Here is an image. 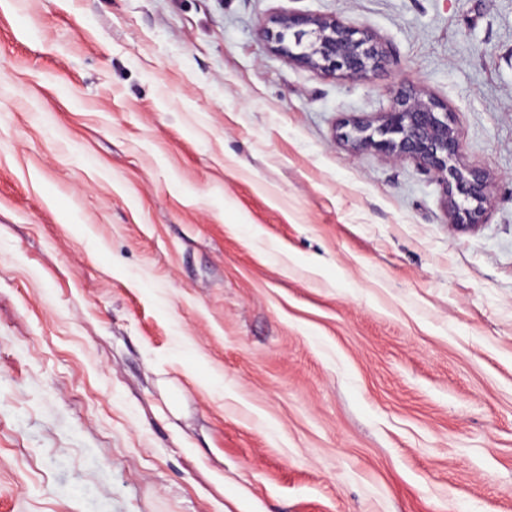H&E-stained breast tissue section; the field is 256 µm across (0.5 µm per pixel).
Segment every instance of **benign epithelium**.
I'll list each match as a JSON object with an SVG mask.
<instances>
[{
    "label": "benign epithelium",
    "instance_id": "benign-epithelium-1",
    "mask_svg": "<svg viewBox=\"0 0 512 512\" xmlns=\"http://www.w3.org/2000/svg\"><path fill=\"white\" fill-rule=\"evenodd\" d=\"M262 29L275 51L310 68L348 78H366L384 68L387 51L371 32L334 15L290 13ZM377 128L351 123L343 138L356 149L374 147L396 159H412L443 185L452 224H478L490 197V182L478 169L458 163L460 132L444 103L414 86H400Z\"/></svg>",
    "mask_w": 512,
    "mask_h": 512
}]
</instances>
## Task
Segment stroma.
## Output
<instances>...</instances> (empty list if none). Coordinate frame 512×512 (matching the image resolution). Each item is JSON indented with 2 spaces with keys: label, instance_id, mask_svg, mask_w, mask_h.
I'll use <instances>...</instances> for the list:
<instances>
[{
  "label": "stroma",
  "instance_id": "1",
  "mask_svg": "<svg viewBox=\"0 0 512 512\" xmlns=\"http://www.w3.org/2000/svg\"><path fill=\"white\" fill-rule=\"evenodd\" d=\"M401 84L481 223L341 140ZM0 512H512V0H0ZM270 22L274 27H263L262 35L276 45V52L324 73L366 78L387 62V51L374 34L336 15L288 13Z\"/></svg>",
  "mask_w": 512,
  "mask_h": 512
}]
</instances>
